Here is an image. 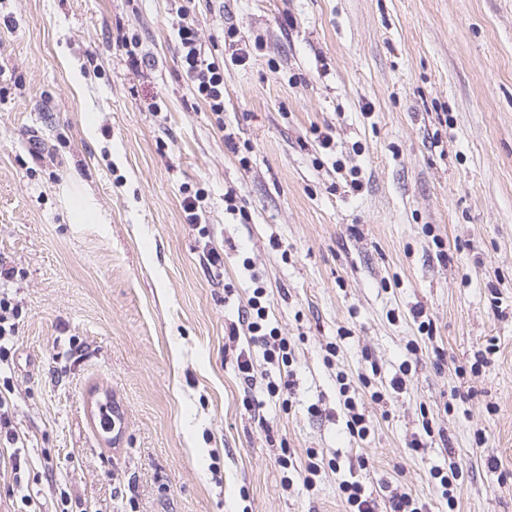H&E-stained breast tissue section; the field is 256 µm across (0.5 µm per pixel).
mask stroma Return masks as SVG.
<instances>
[{"label":"stroma","instance_id":"stroma-1","mask_svg":"<svg viewBox=\"0 0 512 512\" xmlns=\"http://www.w3.org/2000/svg\"><path fill=\"white\" fill-rule=\"evenodd\" d=\"M183 4L0 0L6 375L30 497L0 474V512H343L346 480L512 512V0H192L204 47L230 30L248 52L224 63L219 115L179 64ZM254 273L290 366L228 339ZM452 464L453 511L430 476ZM15 307L8 297L7 293L1 292L0 296V363L8 362L10 348L7 347L8 341L15 333V323L9 324V320L14 316ZM3 342V344H2Z\"/></svg>","mask_w":512,"mask_h":512}]
</instances>
